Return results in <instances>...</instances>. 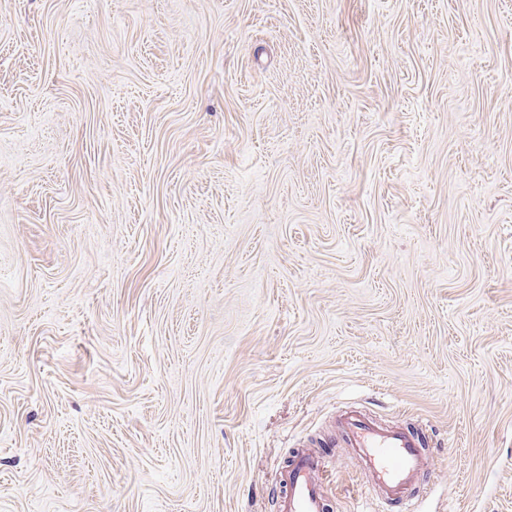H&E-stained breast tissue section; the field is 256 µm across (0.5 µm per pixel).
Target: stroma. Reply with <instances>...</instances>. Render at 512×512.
<instances>
[{
  "instance_id": "1",
  "label": "stroma",
  "mask_w": 512,
  "mask_h": 512,
  "mask_svg": "<svg viewBox=\"0 0 512 512\" xmlns=\"http://www.w3.org/2000/svg\"><path fill=\"white\" fill-rule=\"evenodd\" d=\"M512 512V0H0V512ZM339 424L347 447L368 471L378 499L393 504L397 512H418L412 508V489L429 463L421 433L402 425L385 426L357 410L344 411ZM323 455L301 450L282 475L278 500L279 512H326L327 503L323 485L325 472Z\"/></svg>"
}]
</instances>
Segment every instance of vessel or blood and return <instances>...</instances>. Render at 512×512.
<instances>
[{"label":"vessel or blood","instance_id":"obj_1","mask_svg":"<svg viewBox=\"0 0 512 512\" xmlns=\"http://www.w3.org/2000/svg\"><path fill=\"white\" fill-rule=\"evenodd\" d=\"M339 424L347 447L368 471L376 496L398 512H415L412 489L429 463L421 433L383 425L357 410L343 412ZM324 469L322 454L295 453L282 475L278 512H326Z\"/></svg>","mask_w":512,"mask_h":512}]
</instances>
